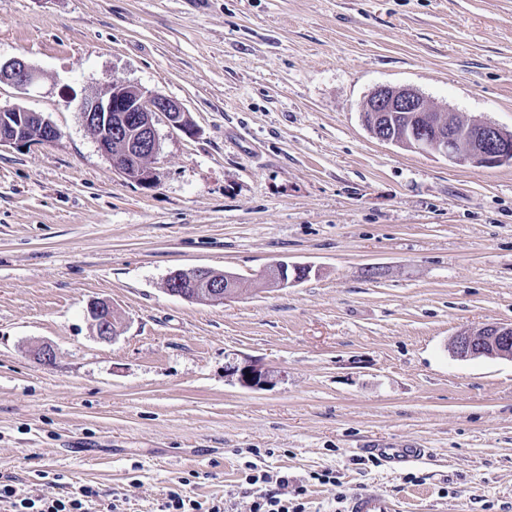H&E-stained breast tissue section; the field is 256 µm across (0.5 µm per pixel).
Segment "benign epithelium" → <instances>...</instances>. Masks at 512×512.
Masks as SVG:
<instances>
[{"label": "benign epithelium", "instance_id": "7a95c632", "mask_svg": "<svg viewBox=\"0 0 512 512\" xmlns=\"http://www.w3.org/2000/svg\"><path fill=\"white\" fill-rule=\"evenodd\" d=\"M40 78L36 68L21 57L0 61V84L27 91ZM86 127L97 131L100 151L108 157L112 170L128 175L138 172L137 181L150 184L153 172L147 160L159 150L156 124L165 119L188 134L186 113L179 103L142 86L111 80L103 93L79 105ZM29 111L18 104L0 106V148L23 149L32 145L28 133ZM362 121L376 140L422 153L434 152L453 162L494 168L512 162V133L496 124L463 119L458 125L446 110L428 101L408 86L380 85L362 107ZM310 273L305 264L276 260L259 275L264 289H285L301 282ZM240 283L236 274L214 268L177 270L166 280L167 293L204 303L222 304L235 298ZM89 315L96 335L110 340L119 332L114 325L112 304H91ZM450 351L461 360L497 358L512 360V324L491 323L459 331L450 342ZM241 386L261 390L273 383L272 373L257 364L233 367Z\"/></svg>", "mask_w": 512, "mask_h": 512}]
</instances>
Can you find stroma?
Masks as SVG:
<instances>
[{"mask_svg":"<svg viewBox=\"0 0 512 512\" xmlns=\"http://www.w3.org/2000/svg\"><path fill=\"white\" fill-rule=\"evenodd\" d=\"M13 56L41 78L1 85L0 105L60 135L0 149V479L91 486L122 512L174 491L249 512L266 472L305 487L304 512L370 486L403 512H512V360L449 351L512 323V165L380 143L361 112L409 86L512 131V0H0ZM113 78L193 124H157L151 184L114 172L82 121ZM278 259L312 271L257 288ZM192 267L235 272L240 294H168ZM246 361L273 384L242 387ZM395 442L430 457L361 454ZM99 302L97 306L93 303L89 307L92 326L100 339L110 340L117 335L119 328L113 320L114 311L112 310V304L105 301ZM398 447L362 448V452L366 455L377 457L390 469L411 465L427 456L425 448Z\"/></svg>","mask_w":512,"mask_h":512,"instance_id":"obj_1","label":"stroma"}]
</instances>
